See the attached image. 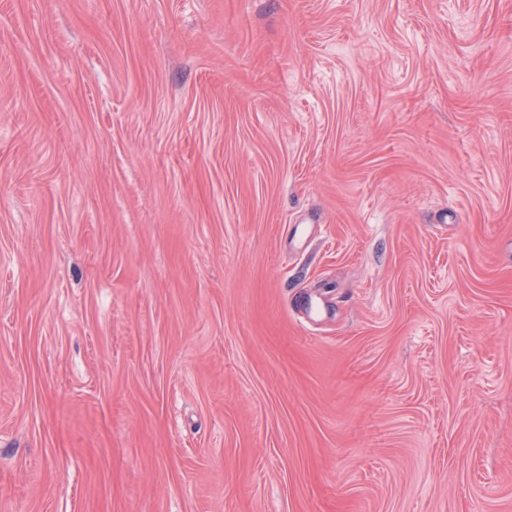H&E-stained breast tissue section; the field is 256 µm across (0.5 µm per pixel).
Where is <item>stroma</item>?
I'll return each instance as SVG.
<instances>
[{
  "instance_id": "obj_1",
  "label": "stroma",
  "mask_w": 512,
  "mask_h": 512,
  "mask_svg": "<svg viewBox=\"0 0 512 512\" xmlns=\"http://www.w3.org/2000/svg\"><path fill=\"white\" fill-rule=\"evenodd\" d=\"M0 512H512V0H0Z\"/></svg>"
}]
</instances>
